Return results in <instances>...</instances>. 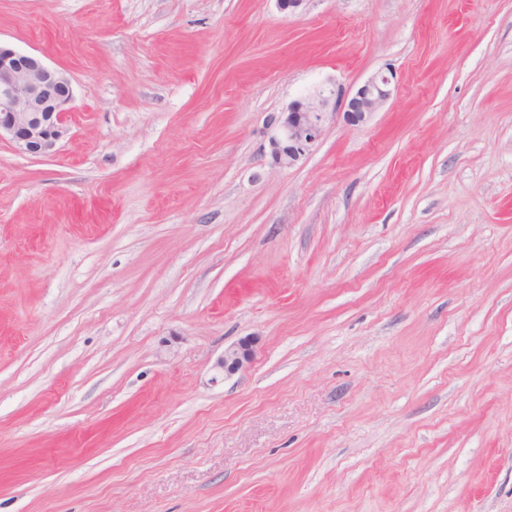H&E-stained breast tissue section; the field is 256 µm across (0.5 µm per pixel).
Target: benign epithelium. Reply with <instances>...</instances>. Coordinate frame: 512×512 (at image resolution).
Returning <instances> with one entry per match:
<instances>
[{"instance_id": "1", "label": "benign epithelium", "mask_w": 512, "mask_h": 512, "mask_svg": "<svg viewBox=\"0 0 512 512\" xmlns=\"http://www.w3.org/2000/svg\"><path fill=\"white\" fill-rule=\"evenodd\" d=\"M392 78L379 72L341 104L334 92L306 94L289 103L270 125L269 144L274 164L291 167L320 142L326 125L342 116L350 126L367 122L392 95ZM69 79L36 55L0 42V140H8L22 155L44 156L70 134L67 114L72 109ZM255 339L224 349L217 368L230 377L250 364Z\"/></svg>"}]
</instances>
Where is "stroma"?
Returning <instances> with one entry per match:
<instances>
[{
	"instance_id": "stroma-1",
	"label": "stroma",
	"mask_w": 512,
	"mask_h": 512,
	"mask_svg": "<svg viewBox=\"0 0 512 512\" xmlns=\"http://www.w3.org/2000/svg\"><path fill=\"white\" fill-rule=\"evenodd\" d=\"M0 41L74 91L0 141V512H512V0H0ZM392 78V73L389 77L382 72L370 77L351 98L340 104L343 112H336L333 91L320 90L293 100L269 127L274 164L280 167L297 164L320 142L326 125L340 114L347 125L366 123L392 95ZM330 106L335 112H329ZM256 339H244L224 349V354L217 361V368L230 377L250 364L254 357Z\"/></svg>"
}]
</instances>
